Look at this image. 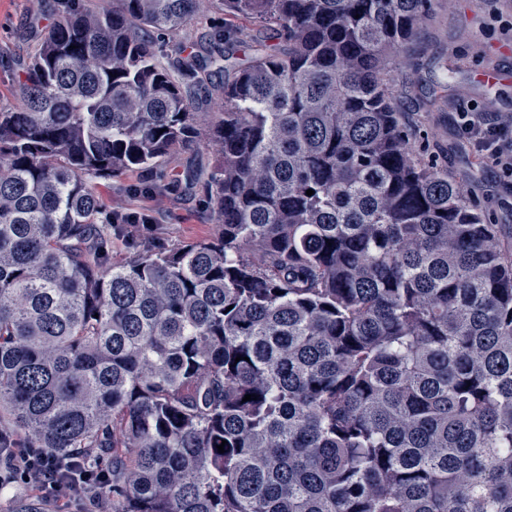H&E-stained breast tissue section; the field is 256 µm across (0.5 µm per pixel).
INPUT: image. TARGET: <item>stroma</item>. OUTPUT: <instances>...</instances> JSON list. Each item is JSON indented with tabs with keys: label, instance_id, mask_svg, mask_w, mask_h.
Segmentation results:
<instances>
[{
	"label": "stroma",
	"instance_id": "35a3bbf8",
	"mask_svg": "<svg viewBox=\"0 0 512 512\" xmlns=\"http://www.w3.org/2000/svg\"><path fill=\"white\" fill-rule=\"evenodd\" d=\"M60 0H0V111H13L18 85ZM497 71L494 86L483 74ZM386 79L417 141L448 168L462 194L512 241V176L477 155L461 136L459 109L512 113V0H434L410 48L394 55ZM92 186L106 208H153L163 247L211 238L216 223L203 189L187 193L158 172L134 171Z\"/></svg>",
	"mask_w": 512,
	"mask_h": 512
}]
</instances>
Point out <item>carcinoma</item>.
Segmentation results:
<instances>
[{"label":"carcinoma","mask_w":512,"mask_h":512,"mask_svg":"<svg viewBox=\"0 0 512 512\" xmlns=\"http://www.w3.org/2000/svg\"><path fill=\"white\" fill-rule=\"evenodd\" d=\"M112 2L0 112V434L112 512H512V243L382 78L433 0ZM201 142L216 234L112 263L92 181Z\"/></svg>","instance_id":"1"}]
</instances>
